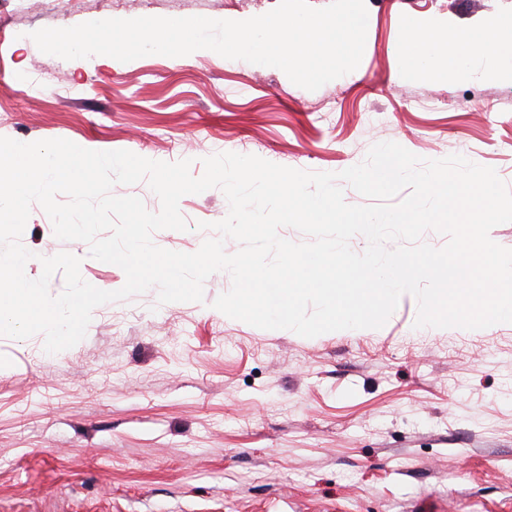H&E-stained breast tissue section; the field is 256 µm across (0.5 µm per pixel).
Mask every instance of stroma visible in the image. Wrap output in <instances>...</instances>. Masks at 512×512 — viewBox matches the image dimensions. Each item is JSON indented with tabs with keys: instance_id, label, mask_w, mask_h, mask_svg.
Segmentation results:
<instances>
[{
	"instance_id": "obj_1",
	"label": "stroma",
	"mask_w": 512,
	"mask_h": 512,
	"mask_svg": "<svg viewBox=\"0 0 512 512\" xmlns=\"http://www.w3.org/2000/svg\"><path fill=\"white\" fill-rule=\"evenodd\" d=\"M279 0H0V137L67 139L156 161L255 155L337 173L392 141L460 154L512 188V80L428 83L406 72L411 23L478 28L512 0H365L364 54L315 91L279 68L192 54L135 64L64 60L31 38L109 18L245 20ZM188 230L154 243L192 253L220 189L179 203ZM25 268L71 253L114 291L123 270L55 237L32 206ZM157 305L156 290L94 309L86 336L47 359L43 335L0 336V512H512V324L415 328L403 295L379 329L305 338L231 319L212 301Z\"/></svg>"
}]
</instances>
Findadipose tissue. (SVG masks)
I'll return each mask as SVG.
<instances>
[{
	"label": "adipose tissue",
	"mask_w": 512,
	"mask_h": 512,
	"mask_svg": "<svg viewBox=\"0 0 512 512\" xmlns=\"http://www.w3.org/2000/svg\"><path fill=\"white\" fill-rule=\"evenodd\" d=\"M414 37L419 56L413 70L424 81L472 73L512 79V22L479 30L422 27Z\"/></svg>",
	"instance_id": "ef3b65f1"
}]
</instances>
